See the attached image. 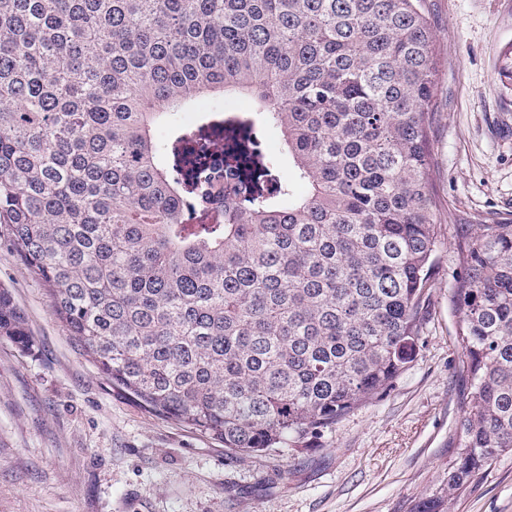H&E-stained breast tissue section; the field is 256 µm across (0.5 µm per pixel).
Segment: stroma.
<instances>
[{"instance_id":"1","label":"stroma","mask_w":512,"mask_h":512,"mask_svg":"<svg viewBox=\"0 0 512 512\" xmlns=\"http://www.w3.org/2000/svg\"><path fill=\"white\" fill-rule=\"evenodd\" d=\"M437 86L428 181L440 245L416 357L391 388L314 442L234 457L221 441L113 388L0 244V289L33 338L0 339V512H413L445 486L463 381L448 290L457 224L512 222V0H423ZM447 512H512V453Z\"/></svg>"}]
</instances>
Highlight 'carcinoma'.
I'll return each mask as SVG.
<instances>
[{"instance_id": "obj_1", "label": "carcinoma", "mask_w": 512, "mask_h": 512, "mask_svg": "<svg viewBox=\"0 0 512 512\" xmlns=\"http://www.w3.org/2000/svg\"><path fill=\"white\" fill-rule=\"evenodd\" d=\"M422 0H0V237L112 386L233 456L317 439L415 358L439 240ZM280 130L188 159L200 97ZM448 495L512 452V224H459ZM31 346L0 291V337Z\"/></svg>"}]
</instances>
